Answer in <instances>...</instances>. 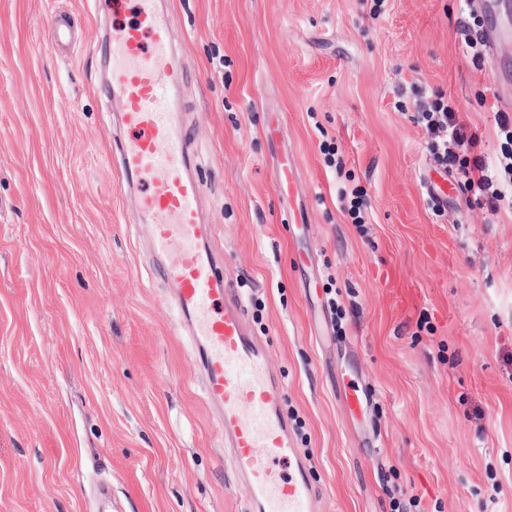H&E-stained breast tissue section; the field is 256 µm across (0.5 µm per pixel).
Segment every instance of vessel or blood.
<instances>
[{
    "mask_svg": "<svg viewBox=\"0 0 512 512\" xmlns=\"http://www.w3.org/2000/svg\"><path fill=\"white\" fill-rule=\"evenodd\" d=\"M126 11L131 21L114 24L104 42L110 76L103 93L121 104L115 118L124 130L112 159L150 227L153 273L175 287L177 321L190 338L205 398L220 415L224 463L248 490L244 512H320L268 348L252 335L242 293L199 214L204 185L179 100L189 72L171 38V15L160 0H112L113 14ZM272 179L282 195L292 194L295 159H281Z\"/></svg>",
    "mask_w": 512,
    "mask_h": 512,
    "instance_id": "obj_1",
    "label": "vessel or blood"
}]
</instances>
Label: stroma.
Instances as JSON below:
<instances>
[{
    "label": "stroma",
    "mask_w": 512,
    "mask_h": 512,
    "mask_svg": "<svg viewBox=\"0 0 512 512\" xmlns=\"http://www.w3.org/2000/svg\"><path fill=\"white\" fill-rule=\"evenodd\" d=\"M212 247L270 346L324 512H512V208L452 192L413 116L442 90L492 161L507 0H168ZM70 17L66 54L43 46ZM110 0H0V512H242L191 344L112 163ZM343 170L328 167L321 142ZM297 160L292 197L271 173ZM366 191L353 223L341 188ZM304 221L287 222L288 209ZM369 398L352 415L344 387Z\"/></svg>",
    "instance_id": "1"
}]
</instances>
